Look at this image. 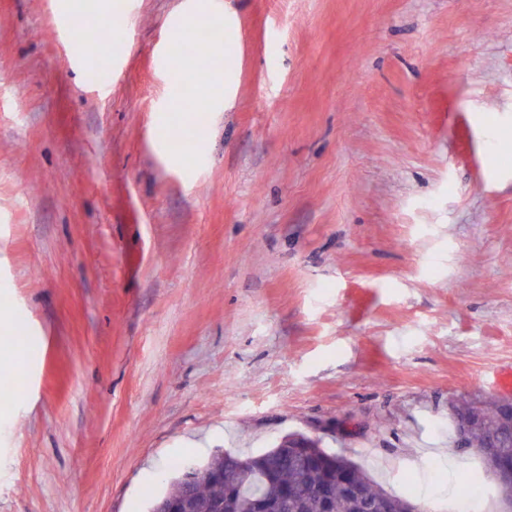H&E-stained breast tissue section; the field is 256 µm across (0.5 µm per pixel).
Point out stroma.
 <instances>
[{"label": "stroma", "mask_w": 512, "mask_h": 512, "mask_svg": "<svg viewBox=\"0 0 512 512\" xmlns=\"http://www.w3.org/2000/svg\"><path fill=\"white\" fill-rule=\"evenodd\" d=\"M0 0V512H146L298 431L506 512L449 407L512 399V0ZM234 51L203 112L187 16ZM194 129L191 151L151 128Z\"/></svg>", "instance_id": "35a3bbf8"}]
</instances>
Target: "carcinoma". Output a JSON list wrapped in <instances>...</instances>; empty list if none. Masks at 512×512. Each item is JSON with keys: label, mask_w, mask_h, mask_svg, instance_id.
<instances>
[{"label": "carcinoma", "mask_w": 512, "mask_h": 512, "mask_svg": "<svg viewBox=\"0 0 512 512\" xmlns=\"http://www.w3.org/2000/svg\"><path fill=\"white\" fill-rule=\"evenodd\" d=\"M487 415L488 423L472 433L467 441L468 447H495L503 452H512V422L496 406L487 409ZM310 452L322 459V462L315 465L302 464L292 453L280 451L277 444L256 455L216 453L198 469L201 472L222 469L224 482L201 480L195 493L193 509L195 512H211L213 505L221 503L224 512H242L240 498H228L227 489H237L239 493L251 498L262 496L275 500L278 485L286 484L290 491L288 512H322L316 495V488L321 485H329L336 492V512H371L376 492H385L382 486L345 455L322 448L318 439L313 441ZM173 469L176 476L170 489L151 503L150 512H155V507L162 500L182 494L183 467L175 464ZM347 470L359 491V496L353 499H346L339 494L341 479Z\"/></svg>", "instance_id": "carcinoma-1"}]
</instances>
